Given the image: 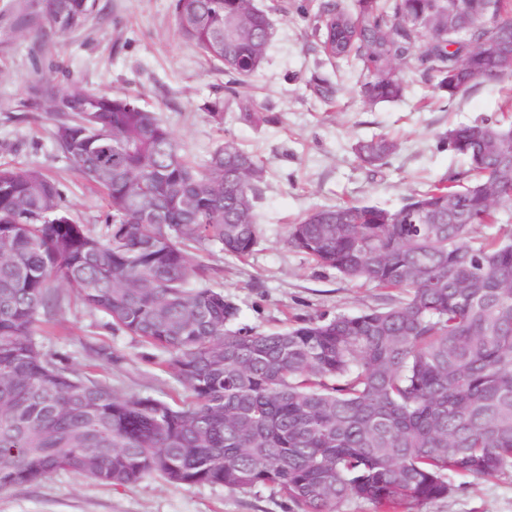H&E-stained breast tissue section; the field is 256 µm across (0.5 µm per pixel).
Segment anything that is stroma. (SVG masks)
Returning a JSON list of instances; mask_svg holds the SVG:
<instances>
[{
    "label": "stroma",
    "mask_w": 512,
    "mask_h": 512,
    "mask_svg": "<svg viewBox=\"0 0 512 512\" xmlns=\"http://www.w3.org/2000/svg\"><path fill=\"white\" fill-rule=\"evenodd\" d=\"M272 24L267 55L240 92L261 121L252 124L228 105L214 121L210 102L223 98L224 75L181 38L174 0H99V12L63 39L27 33L0 41V165L38 168L59 185L80 224L100 225L102 193L57 152L54 117L29 100L31 85L66 80L113 96L139 95L173 131L180 148L204 161L225 139L252 149L266 170L258 203L261 237L244 261L216 249H196L198 279L220 289L241 309L242 324L260 332L294 319L355 313L385 303L384 290L348 283L314 268L285 242L288 226L310 209L342 200L399 209L413 191L465 171L466 163L443 147L449 126L499 117V84L482 83L454 100L403 71L406 90L394 102L366 104L355 75H344L332 106L310 95L305 82L323 70L311 35L313 0H253ZM394 136L399 148L378 170L356 158L357 140ZM61 304L36 336L44 353L77 373L92 374L122 396L168 401L184 388L163 369L160 352L113 329L63 285ZM445 499L409 512H512V470L480 478L457 476ZM0 512H294L272 489L231 491L221 486L174 485L150 475L112 487L60 472L40 482L0 491Z\"/></svg>",
    "instance_id": "stroma-1"
}]
</instances>
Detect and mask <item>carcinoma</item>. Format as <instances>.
<instances>
[{
	"label": "carcinoma",
	"instance_id": "1",
	"mask_svg": "<svg viewBox=\"0 0 512 512\" xmlns=\"http://www.w3.org/2000/svg\"><path fill=\"white\" fill-rule=\"evenodd\" d=\"M438 0H326L312 36L324 63L359 78L370 104L403 96L409 69L450 100L512 77V16L468 8L434 39L416 21ZM98 0H47L12 31L64 38ZM182 39L224 73L243 119L257 113L237 87L265 56L268 16L251 0H174ZM497 43L493 52L482 50ZM311 94L338 84L316 72ZM64 119L53 138L104 193L99 228L77 223L38 168L0 166V490L69 472L110 486L151 474L232 491L271 488L297 512H340L348 500L402 512L448 497L451 477L512 468V123L448 129L461 176L433 181L398 210L369 202L314 209L287 245L348 281L394 290L386 307L302 319L284 331L236 326L224 292L193 284V245L245 259L260 238L263 167L232 139L197 164L138 96L58 82L33 89ZM387 135L355 145L377 169ZM495 227L476 236V227ZM112 326L166 354L189 392L182 404L119 397L45 355L37 322L59 308L52 283Z\"/></svg>",
	"mask_w": 512,
	"mask_h": 512
}]
</instances>
